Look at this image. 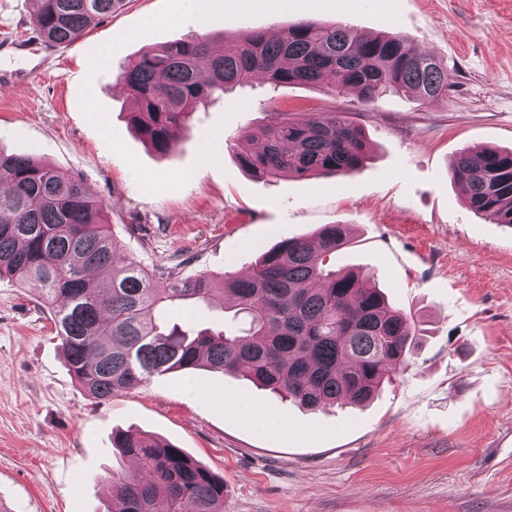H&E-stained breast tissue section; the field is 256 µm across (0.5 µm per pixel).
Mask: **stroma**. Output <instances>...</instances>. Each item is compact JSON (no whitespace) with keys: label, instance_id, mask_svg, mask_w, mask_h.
I'll return each mask as SVG.
<instances>
[{"label":"stroma","instance_id":"stroma-1","mask_svg":"<svg viewBox=\"0 0 512 512\" xmlns=\"http://www.w3.org/2000/svg\"><path fill=\"white\" fill-rule=\"evenodd\" d=\"M34 0H0V152L81 177L111 207L120 250L147 269L244 272L259 252L351 227L333 268L372 275L413 316L406 368L361 407L306 410L242 377L170 372L98 402L71 377L51 315L0 278V501L6 512H109L117 431L153 435L223 478L224 512H512V226L472 213L449 175L464 149L512 148V0H291L200 27L181 0H125L77 40L45 46ZM344 22L399 33L448 67L446 102L260 81L196 112L164 154L134 129L119 67L150 46ZM114 45L111 64L101 52ZM348 113L368 159L355 176L259 180L232 148L270 108ZM220 137L218 156L204 145Z\"/></svg>","mask_w":512,"mask_h":512}]
</instances>
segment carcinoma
Wrapping results in <instances>:
<instances>
[{"label": "carcinoma", "instance_id": "cac0c4a2", "mask_svg": "<svg viewBox=\"0 0 512 512\" xmlns=\"http://www.w3.org/2000/svg\"><path fill=\"white\" fill-rule=\"evenodd\" d=\"M124 0H36L30 24L51 47L77 39ZM264 79L282 85L353 92L365 106L394 94L422 105L448 99V67L401 34L355 31L341 22L296 21L270 37L254 30L224 39L219 52L203 38L145 49L120 73L133 103L131 123L167 152L201 105L229 89ZM242 166L259 179L282 175L353 176L368 141L345 112H310L302 120L271 112L242 128ZM473 213L512 226V150H463L450 165ZM0 275L12 276L52 307L70 375L98 401L156 374L209 368L315 410L362 405L390 370L407 366L415 322L391 305L369 277L329 268L348 244L346 224L262 251L243 274L220 281L183 277L171 267L150 273L120 252L109 206L66 176L25 155L0 153ZM166 286L156 285V276ZM233 296L243 327L196 329L216 293ZM169 305L183 310L176 322ZM116 455L136 462L114 472L110 512H223L224 480L185 452L150 435H112Z\"/></svg>", "mask_w": 512, "mask_h": 512}]
</instances>
